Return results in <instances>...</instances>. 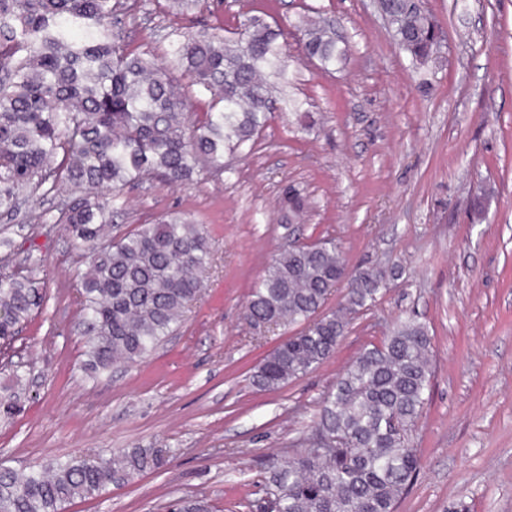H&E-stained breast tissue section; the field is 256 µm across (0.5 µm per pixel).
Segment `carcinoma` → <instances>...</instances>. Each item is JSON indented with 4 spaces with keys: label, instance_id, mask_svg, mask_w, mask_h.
I'll use <instances>...</instances> for the list:
<instances>
[{
    "label": "carcinoma",
    "instance_id": "obj_1",
    "mask_svg": "<svg viewBox=\"0 0 512 512\" xmlns=\"http://www.w3.org/2000/svg\"><path fill=\"white\" fill-rule=\"evenodd\" d=\"M399 48L413 67L435 59L433 18L415 0H380ZM176 12L207 0H172ZM129 0H0V219L61 224L84 251L82 308L85 369L108 374L145 360L184 322L211 266L204 225L163 214L118 239L106 228L124 189L160 176L188 185L196 166H224V154L249 150L272 112L273 91L287 79L288 48L279 26L248 13L237 26L175 35L162 59L124 47L135 20ZM302 51L327 69L344 59L333 21H310ZM190 77L186 86L174 74ZM212 97L192 123L193 92ZM48 207L36 211L34 198ZM286 223L306 199L283 189ZM45 258L0 271V350H7L46 293L37 275ZM343 306L323 312L341 285ZM385 288L380 271L348 272L332 239L286 247L271 260L246 311L273 327L299 326L255 368L254 383L278 389L328 360L348 315L373 306ZM426 327L400 323L365 349L323 398L313 431L325 439L283 460L265 480L266 512H394L420 470L414 432L431 380ZM23 376L0 385V418L21 401ZM162 450L131 448L56 461L18 474L0 468V512H65L76 498L98 496L159 466ZM169 512H211L185 495Z\"/></svg>",
    "mask_w": 512,
    "mask_h": 512
}]
</instances>
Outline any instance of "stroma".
<instances>
[{"instance_id": "obj_1", "label": "stroma", "mask_w": 512, "mask_h": 512, "mask_svg": "<svg viewBox=\"0 0 512 512\" xmlns=\"http://www.w3.org/2000/svg\"><path fill=\"white\" fill-rule=\"evenodd\" d=\"M438 58L413 69L374 0H208L169 14L136 0L130 46L162 55L172 32L234 28L243 12L277 21L291 83L248 156L202 165L176 188H126L120 237L165 213L208 230L213 264L182 327L140 364L95 378L75 329L82 258L58 224L11 227L12 265L46 259L47 304L12 349L22 409L0 420V466L159 448L162 465L66 512H165L182 495L215 512H263L265 471L307 447L322 399L366 347L411 318L432 338L431 387L418 419L421 458L397 512H512V0H424ZM336 23L346 62L322 69L298 43L302 17ZM319 116L299 129L289 101ZM306 198L281 221V189ZM335 239L349 269L387 272L377 303L353 316L333 356L276 390L251 373L288 335L245 306L271 259L294 241Z\"/></svg>"}]
</instances>
